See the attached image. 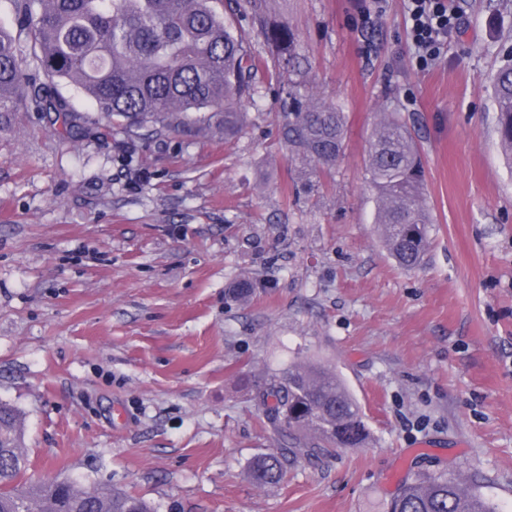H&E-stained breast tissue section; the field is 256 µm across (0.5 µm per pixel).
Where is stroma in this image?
Returning a JSON list of instances; mask_svg holds the SVG:
<instances>
[{"label": "stroma", "instance_id": "35a3bbf8", "mask_svg": "<svg viewBox=\"0 0 512 512\" xmlns=\"http://www.w3.org/2000/svg\"><path fill=\"white\" fill-rule=\"evenodd\" d=\"M382 6L265 2L296 31L310 92L347 118L328 170L290 150L295 78L253 25L267 66L232 141L103 129L62 82L72 132L22 105L0 124V400L24 417L28 479L157 512H386L402 482L444 471L512 512V168L492 88L512 0H451L461 28L424 69L404 0ZM383 112L425 169L433 222L413 271L374 222ZM303 360L345 381L369 438L256 485L253 460L282 443L255 386Z\"/></svg>", "mask_w": 512, "mask_h": 512}]
</instances>
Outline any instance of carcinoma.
Returning a JSON list of instances; mask_svg holds the SVG:
<instances>
[{
  "instance_id": "1",
  "label": "carcinoma",
  "mask_w": 512,
  "mask_h": 512,
  "mask_svg": "<svg viewBox=\"0 0 512 512\" xmlns=\"http://www.w3.org/2000/svg\"><path fill=\"white\" fill-rule=\"evenodd\" d=\"M15 26L0 25V113L17 103L72 128L67 100L49 83L67 81L97 107L105 126L180 129L202 124L234 138L246 115L259 62L244 34L216 11L217 0H0ZM252 24L276 52L278 67L299 68L294 30L253 2ZM496 131L512 164V55L495 75ZM286 135L294 153L325 169L340 158L345 119L309 92L292 95ZM367 170L384 245L403 269L418 268L433 223L425 172L411 132L394 113L376 124ZM264 422L284 439L282 452L259 457L250 475L259 485L280 481L291 460L318 459L356 448L367 436L360 407L342 379L314 363H295L258 385ZM18 411L0 401V512H155L144 498L84 489L70 479L24 481ZM387 512H496L448 474L405 481Z\"/></svg>"
}]
</instances>
